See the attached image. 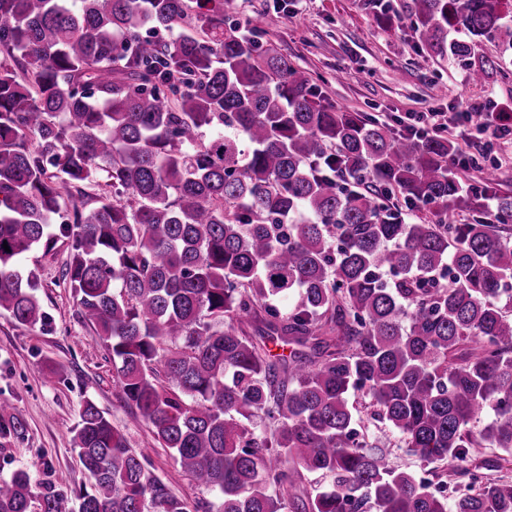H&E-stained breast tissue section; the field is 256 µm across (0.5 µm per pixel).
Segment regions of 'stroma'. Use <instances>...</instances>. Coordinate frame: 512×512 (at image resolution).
<instances>
[{"label":"stroma","instance_id":"1","mask_svg":"<svg viewBox=\"0 0 512 512\" xmlns=\"http://www.w3.org/2000/svg\"><path fill=\"white\" fill-rule=\"evenodd\" d=\"M287 13L260 26L256 37L305 70L325 100L343 110L402 129L411 115L441 112L452 116L457 104L476 112L512 113V67L494 73L481 86L471 85L462 63L439 61L419 51L411 27L409 0H388L390 22L378 23L359 0H225L224 20L242 24L265 15L274 3ZM460 162L455 169L464 186L480 185L484 166L495 168L497 188L512 192V146L493 144L479 152L476 130L442 129ZM70 254L66 239L52 250L35 249L22 260L35 270L34 291L49 321L29 327L0 312V404L26 424L24 434L0 444V478L18 470L51 478L66 499L90 488L73 445V430L85 400H93L131 448L143 452L149 469L174 496L189 503L216 502L215 493L198 486L158 447L148 423L120 399L112 358L95 330L78 316V302L61 271ZM370 442L389 453L399 468L426 475V463L401 448L382 424H366Z\"/></svg>","mask_w":512,"mask_h":512}]
</instances>
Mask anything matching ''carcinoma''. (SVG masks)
I'll return each mask as SVG.
<instances>
[{"mask_svg": "<svg viewBox=\"0 0 512 512\" xmlns=\"http://www.w3.org/2000/svg\"><path fill=\"white\" fill-rule=\"evenodd\" d=\"M410 18L474 85L512 52V0H412ZM453 150L325 103L224 0H0V311L46 324L20 260L62 220L63 280L123 401L216 512H512V477L399 470L349 403L428 464L512 453V194L492 170L463 190ZM482 195L491 219L456 223ZM25 429L0 412V440ZM73 441L94 478L78 512H189L90 399ZM35 499L66 512L49 480L0 479V512Z\"/></svg>", "mask_w": 512, "mask_h": 512, "instance_id": "cac0c4a2", "label": "carcinoma"}]
</instances>
